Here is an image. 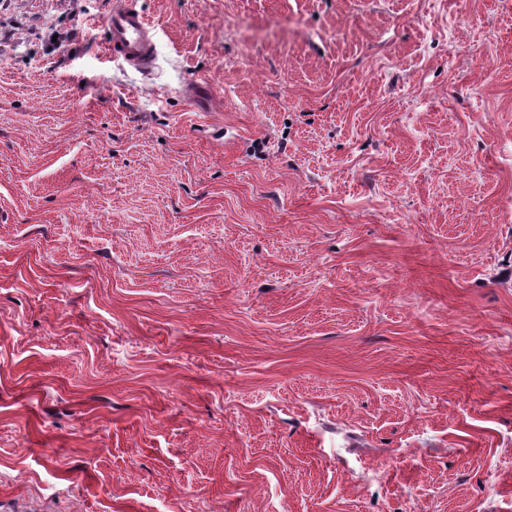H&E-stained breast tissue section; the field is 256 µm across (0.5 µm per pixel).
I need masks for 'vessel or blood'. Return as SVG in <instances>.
I'll list each match as a JSON object with an SVG mask.
<instances>
[{
	"instance_id": "b4317fda",
	"label": "vessel or blood",
	"mask_w": 512,
	"mask_h": 512,
	"mask_svg": "<svg viewBox=\"0 0 512 512\" xmlns=\"http://www.w3.org/2000/svg\"><path fill=\"white\" fill-rule=\"evenodd\" d=\"M102 29L113 60L138 70L151 67L156 55L155 29L134 0H124L113 8Z\"/></svg>"
}]
</instances>
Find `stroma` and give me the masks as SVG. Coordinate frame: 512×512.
<instances>
[{"label":"stroma","instance_id":"obj_1","mask_svg":"<svg viewBox=\"0 0 512 512\" xmlns=\"http://www.w3.org/2000/svg\"><path fill=\"white\" fill-rule=\"evenodd\" d=\"M116 2L0 0V512H512V0ZM106 50L114 61L138 70L151 67L156 55L154 25L133 1L112 9L102 22Z\"/></svg>","mask_w":512,"mask_h":512}]
</instances>
